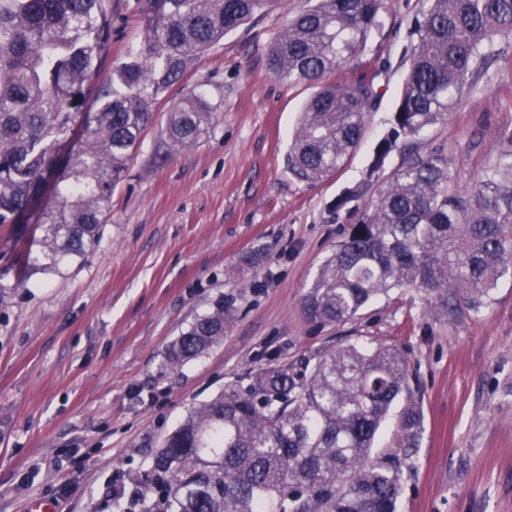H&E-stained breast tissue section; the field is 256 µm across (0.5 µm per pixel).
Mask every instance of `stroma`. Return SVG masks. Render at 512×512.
Here are the masks:
<instances>
[{"label": "stroma", "mask_w": 512, "mask_h": 512, "mask_svg": "<svg viewBox=\"0 0 512 512\" xmlns=\"http://www.w3.org/2000/svg\"><path fill=\"white\" fill-rule=\"evenodd\" d=\"M143 0H112L111 61L144 39ZM307 0H270L190 69L154 108L152 125L112 195L97 249L82 265L14 288L30 237L0 225V512H112L118 471L145 468L157 441L193 404L251 370L297 364L338 344L381 341L409 363L424 430L399 512H512V273L493 301L453 319L424 292L396 288L344 325L317 326L300 300L363 200L335 209L345 188H380L402 163L368 169L389 130L410 65L416 18L430 0H384L364 64L379 62V98L347 165L316 183L288 173L298 113L314 88L267 67L272 35ZM476 83L421 145L445 147L454 186L469 189L512 131V36L494 41ZM213 106L208 134L167 150L168 111L183 90ZM258 264H245L247 255ZM238 318L223 342L170 372V340L219 297Z\"/></svg>", "instance_id": "35a3bbf8"}]
</instances>
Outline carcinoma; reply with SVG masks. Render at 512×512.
Listing matches in <instances>:
<instances>
[{
	"instance_id": "1",
	"label": "carcinoma",
	"mask_w": 512,
	"mask_h": 512,
	"mask_svg": "<svg viewBox=\"0 0 512 512\" xmlns=\"http://www.w3.org/2000/svg\"><path fill=\"white\" fill-rule=\"evenodd\" d=\"M111 0H0V224H19L53 172L74 128L81 137L55 175L37 229L38 250L15 269L24 288L37 271L81 264L97 247L154 104L191 62L253 20L269 0H146L142 46L98 81L112 42ZM383 0H315L288 19L268 48L282 80L317 84L371 51ZM390 130L370 171L447 118L494 38L512 34V0H431ZM374 75L318 87L288 149L287 168L317 182L358 148ZM212 107L189 93L169 110L168 151L194 144ZM441 147L410 150L364 204L302 298L320 325L352 320L394 288L428 293L448 318L477 312L512 270V132L498 160L464 193L450 188ZM237 315L219 299L166 346L176 371L224 341ZM403 401L397 447L373 453L383 420ZM423 433L409 365L392 346L339 345L299 367L260 368L192 407L162 439L148 469L118 476L117 512H398Z\"/></svg>"
}]
</instances>
